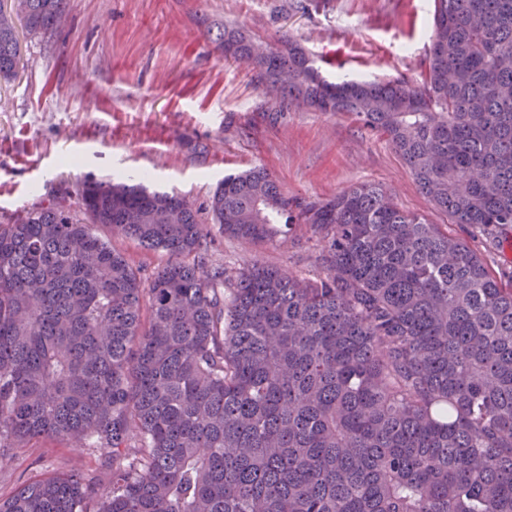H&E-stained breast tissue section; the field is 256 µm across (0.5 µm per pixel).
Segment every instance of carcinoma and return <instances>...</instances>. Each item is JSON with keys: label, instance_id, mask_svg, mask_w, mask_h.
Masks as SVG:
<instances>
[{"label": "carcinoma", "instance_id": "cac0c4a2", "mask_svg": "<svg viewBox=\"0 0 512 512\" xmlns=\"http://www.w3.org/2000/svg\"><path fill=\"white\" fill-rule=\"evenodd\" d=\"M67 0H0V83L21 31ZM276 123L301 102L387 138L454 224L512 233V0H433L421 79L329 80L286 34L267 54L210 22ZM0 224V449L54 439L111 460L26 480L0 512H512V287L438 224L361 183L288 195L224 175L183 194L85 180ZM166 260L144 278L96 232ZM314 239L321 271L203 268L211 230Z\"/></svg>", "mask_w": 512, "mask_h": 512}]
</instances>
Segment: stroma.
Wrapping results in <instances>:
<instances>
[{
	"mask_svg": "<svg viewBox=\"0 0 512 512\" xmlns=\"http://www.w3.org/2000/svg\"><path fill=\"white\" fill-rule=\"evenodd\" d=\"M432 0H68L53 37L23 35V65L0 86V222L87 179L116 176L176 190L203 205L226 173L265 166L289 195L327 200L375 182L400 207L447 224L388 141L340 114L291 109L277 124L257 111L266 97L241 64L225 62L204 30L235 21L271 39L288 34L331 55L330 79L419 80L430 45ZM491 271L512 285V251L461 224ZM318 250L301 238L252 248L214 235L206 265L260 260L318 273ZM97 470L95 456L44 441L0 464V499L30 478Z\"/></svg>",
	"mask_w": 512,
	"mask_h": 512,
	"instance_id": "35a3bbf8",
	"label": "stroma"
}]
</instances>
